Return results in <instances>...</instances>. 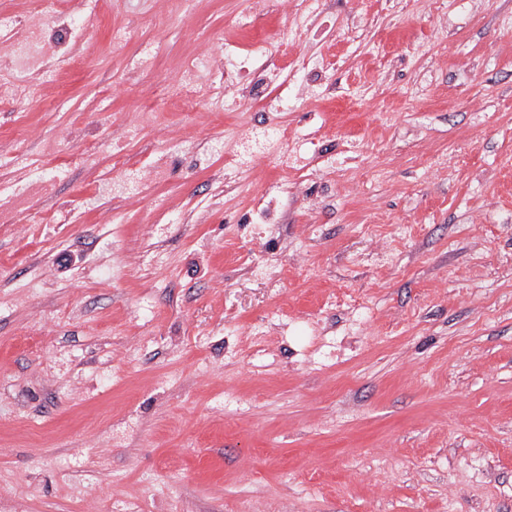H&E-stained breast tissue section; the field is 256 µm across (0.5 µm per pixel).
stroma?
<instances>
[{"instance_id":"stroma-1","label":"stroma","mask_w":512,"mask_h":512,"mask_svg":"<svg viewBox=\"0 0 512 512\" xmlns=\"http://www.w3.org/2000/svg\"><path fill=\"white\" fill-rule=\"evenodd\" d=\"M297 2L280 114L250 0H0V512H512V0ZM257 114L310 151L269 224ZM236 48L224 49V78L233 79L232 73L250 72L270 50V44L264 39L255 38L247 42L246 48L235 45ZM305 71L304 81L308 92L312 96H318L321 92L322 81L325 72V64L322 58L310 59L303 66Z\"/></svg>"}]
</instances>
